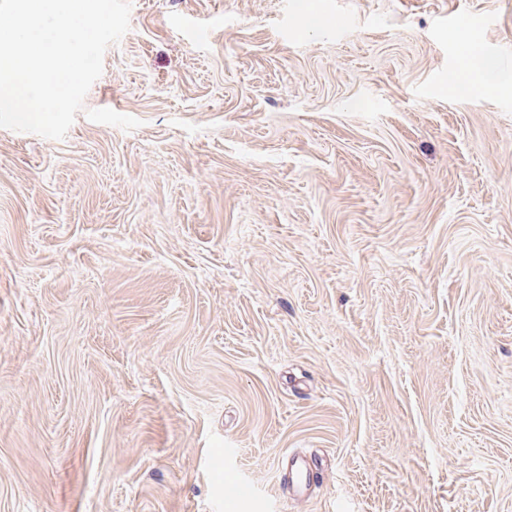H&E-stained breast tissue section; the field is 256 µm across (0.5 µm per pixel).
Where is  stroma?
I'll return each mask as SVG.
<instances>
[{
    "label": "stroma",
    "mask_w": 512,
    "mask_h": 512,
    "mask_svg": "<svg viewBox=\"0 0 512 512\" xmlns=\"http://www.w3.org/2000/svg\"><path fill=\"white\" fill-rule=\"evenodd\" d=\"M507 43L512 0H132L64 139L0 128V512H512ZM486 63L477 56H473L468 67L449 76V82L458 93H467L484 88L483 73ZM312 485V471L306 460L294 456L288 472V494L295 498L308 495Z\"/></svg>",
    "instance_id": "1"
}]
</instances>
